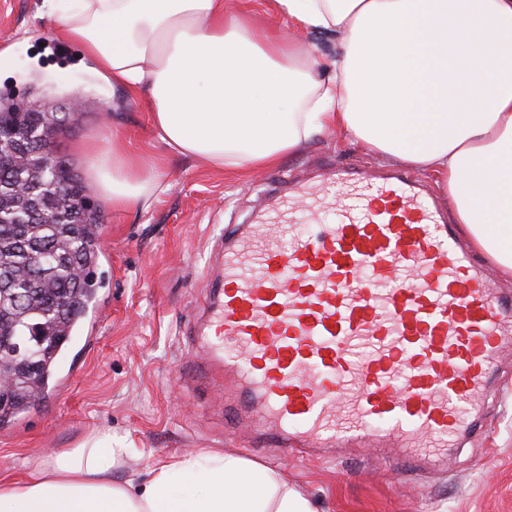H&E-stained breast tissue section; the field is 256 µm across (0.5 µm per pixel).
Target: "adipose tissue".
I'll list each match as a JSON object with an SVG mask.
<instances>
[{"label":"adipose tissue","mask_w":512,"mask_h":512,"mask_svg":"<svg viewBox=\"0 0 512 512\" xmlns=\"http://www.w3.org/2000/svg\"><path fill=\"white\" fill-rule=\"evenodd\" d=\"M287 33L226 0H42L96 78L145 94L154 141L245 176L333 129L381 162L432 175L472 246L512 278V0H272ZM338 37L319 60L299 31ZM113 213L148 210L155 161L82 147ZM133 448L97 433L0 479V512H313L261 464L221 450L113 479Z\"/></svg>","instance_id":"adipose-tissue-1"}]
</instances>
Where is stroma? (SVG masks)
Here are the masks:
<instances>
[{"instance_id":"stroma-1","label":"stroma","mask_w":512,"mask_h":512,"mask_svg":"<svg viewBox=\"0 0 512 512\" xmlns=\"http://www.w3.org/2000/svg\"><path fill=\"white\" fill-rule=\"evenodd\" d=\"M40 2L0 0V47H17L0 71V90L24 95L36 86L61 105L81 103L77 123L54 138L58 154L80 169V145L115 138L158 161L168 188L144 213L117 215L102 204L98 312L88 315L65 353L64 390L0 426V478H22L28 460L109 431L135 446L113 473L120 480L172 454L221 448L275 469L314 512H512V347L471 413L475 431L449 449L444 472L410 473L402 459L357 452L337 461L294 458L258 446L245 428L225 425V386L186 373L204 358L193 336L219 272L213 253L225 225L253 223L273 189H287L289 180L316 181L337 167L363 177H382L387 169L333 131L244 178L166 154L151 143L143 98L99 82L90 64L74 59L54 21L38 18ZM31 34L39 43L23 46Z\"/></svg>"}]
</instances>
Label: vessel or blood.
Returning <instances> with one entry per match:
<instances>
[{"label": "vessel or blood", "mask_w": 512, "mask_h": 512, "mask_svg": "<svg viewBox=\"0 0 512 512\" xmlns=\"http://www.w3.org/2000/svg\"><path fill=\"white\" fill-rule=\"evenodd\" d=\"M315 232H305V225ZM197 338L256 414L261 445L305 456L398 451L446 465L495 358L512 344L496 292L408 178L294 184L224 230L222 275Z\"/></svg>", "instance_id": "vessel-or-blood-1"}]
</instances>
